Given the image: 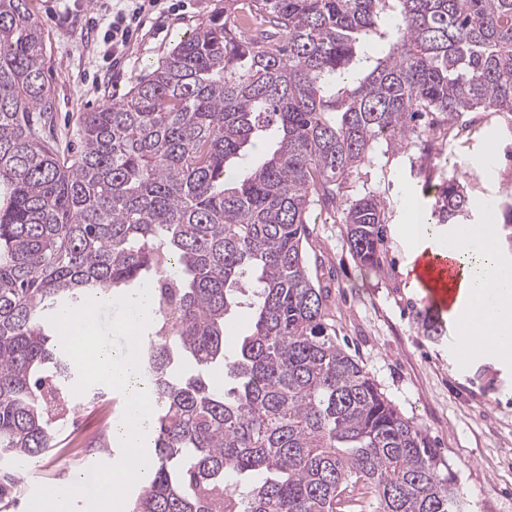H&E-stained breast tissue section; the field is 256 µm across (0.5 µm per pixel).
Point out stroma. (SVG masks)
<instances>
[{
    "label": "stroma",
    "mask_w": 512,
    "mask_h": 512,
    "mask_svg": "<svg viewBox=\"0 0 512 512\" xmlns=\"http://www.w3.org/2000/svg\"><path fill=\"white\" fill-rule=\"evenodd\" d=\"M223 6L224 0H163L115 59L102 46L112 0H32L45 35L57 145L77 144L83 113L120 103ZM419 156L412 146L393 152L378 144L370 163L343 187L348 198L374 191L387 204L382 271L366 273L337 215L318 212L305 244L310 272L327 295L326 321L338 342L425 431L455 473L468 512H512V359H461L455 352L458 328L450 320L442 336H425L414 322L421 295L404 273L413 249L407 227L416 215L432 213L442 180L453 176L468 184L470 223H492L493 207L512 195V130L503 117L484 112L452 153H432L429 175H420ZM119 457L116 441L110 450L92 448L77 458L53 448L30 459L27 470H13L16 495L28 500L36 486L69 484L92 464Z\"/></svg>",
    "instance_id": "35a3bbf8"
}]
</instances>
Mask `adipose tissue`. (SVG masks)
I'll list each match as a JSON object with an SVG mask.
<instances>
[{
    "instance_id": "obj_1",
    "label": "adipose tissue",
    "mask_w": 512,
    "mask_h": 512,
    "mask_svg": "<svg viewBox=\"0 0 512 512\" xmlns=\"http://www.w3.org/2000/svg\"><path fill=\"white\" fill-rule=\"evenodd\" d=\"M415 254L426 248L447 250L460 267L461 279L448 308L461 334V345L471 355L512 356V288H495L498 264L496 240L489 226L472 227L459 237L445 234L437 224H416L410 229ZM495 289L496 302L486 309L482 323L471 321L472 309L479 307L488 289Z\"/></svg>"
}]
</instances>
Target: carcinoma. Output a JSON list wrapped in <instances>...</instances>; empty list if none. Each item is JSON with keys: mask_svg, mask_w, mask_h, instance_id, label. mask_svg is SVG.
I'll list each match as a JSON object with an SVG mask.
<instances>
[{"mask_svg": "<svg viewBox=\"0 0 512 512\" xmlns=\"http://www.w3.org/2000/svg\"><path fill=\"white\" fill-rule=\"evenodd\" d=\"M45 58L29 0H0V460L57 447L76 410L47 317L147 283L154 450L130 512H350L358 489L375 512H466L325 323L305 243L334 210L380 268L386 203L341 198L348 176L378 143L427 156L435 125L512 115V0H224L126 100L83 114L74 155L46 136ZM468 211L456 178L438 185L439 223ZM497 224L512 248L511 200ZM415 320L442 335L432 309Z\"/></svg>", "mask_w": 512, "mask_h": 512, "instance_id": "1", "label": "carcinoma"}]
</instances>
